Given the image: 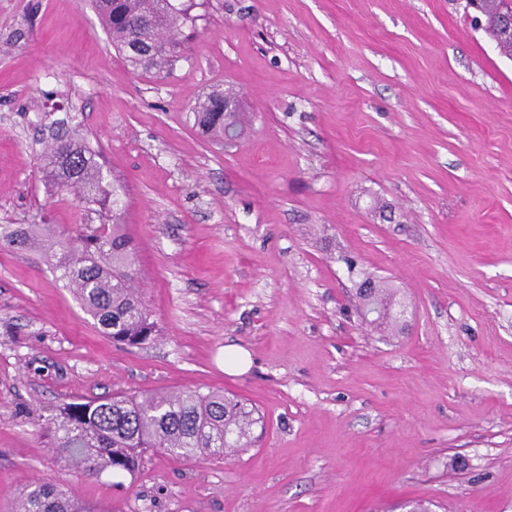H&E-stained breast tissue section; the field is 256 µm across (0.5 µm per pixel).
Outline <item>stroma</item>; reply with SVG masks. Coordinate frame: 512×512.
<instances>
[{
  "label": "stroma",
  "instance_id": "stroma-1",
  "mask_svg": "<svg viewBox=\"0 0 512 512\" xmlns=\"http://www.w3.org/2000/svg\"><path fill=\"white\" fill-rule=\"evenodd\" d=\"M174 2L159 75L90 0H0V224L104 223L44 180L40 119L74 116L162 330L113 343L41 252L0 247V512L38 479L101 512H512V59L465 0ZM216 92L250 116L231 145L195 124ZM365 275L395 332L359 317ZM188 387L256 406L254 446L120 480L57 464V405Z\"/></svg>",
  "mask_w": 512,
  "mask_h": 512
}]
</instances>
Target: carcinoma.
Instances as JSON below:
<instances>
[{
	"instance_id": "1",
	"label": "carcinoma",
	"mask_w": 512,
	"mask_h": 512,
	"mask_svg": "<svg viewBox=\"0 0 512 512\" xmlns=\"http://www.w3.org/2000/svg\"><path fill=\"white\" fill-rule=\"evenodd\" d=\"M92 0L113 46L134 67L168 72L179 61L183 40L179 31L188 20L172 0ZM502 0H480L485 33L496 40L500 53L512 59V36L503 32ZM71 119L57 118L41 125L48 133L42 160L52 186L69 190L86 206L112 213V223L78 228L55 268L98 330L115 342L142 345L160 335L134 286V251L115 206L103 190L105 175L100 154L81 135ZM206 135L222 139L224 128L241 134L244 114L224 111V96L211 97L196 112ZM36 224H0V244L13 248L40 245ZM373 301L385 309L395 304V291L372 277ZM54 452L64 467H77L98 477L138 474L146 452L176 459H223L239 455L254 443L258 410L243 398L222 390L197 389L135 394L116 391L92 399L66 402L46 419ZM12 512H96L75 494L50 482H34Z\"/></svg>"
}]
</instances>
